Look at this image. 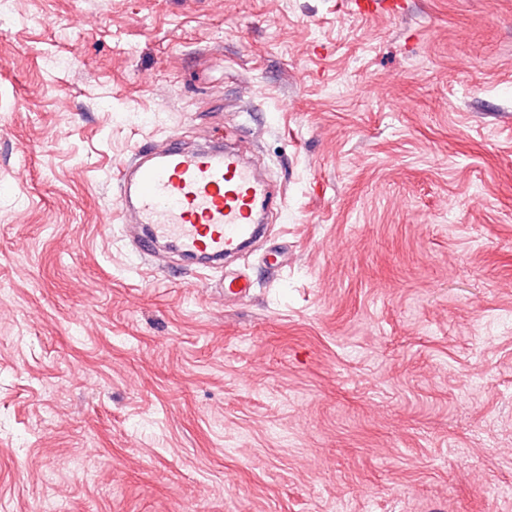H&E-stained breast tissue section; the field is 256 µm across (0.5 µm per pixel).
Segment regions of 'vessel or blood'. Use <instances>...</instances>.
I'll return each mask as SVG.
<instances>
[{"instance_id":"1","label":"vessel or blood","mask_w":512,"mask_h":512,"mask_svg":"<svg viewBox=\"0 0 512 512\" xmlns=\"http://www.w3.org/2000/svg\"><path fill=\"white\" fill-rule=\"evenodd\" d=\"M117 171L116 211L135 253L151 266L163 242L212 263L239 255L261 232V210L273 202L240 150L219 143L188 149L175 133Z\"/></svg>"}]
</instances>
